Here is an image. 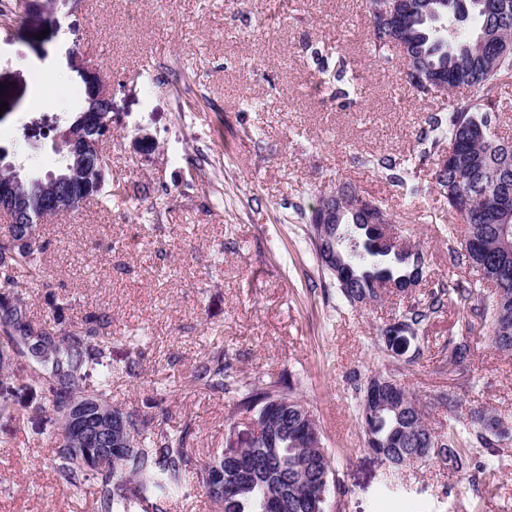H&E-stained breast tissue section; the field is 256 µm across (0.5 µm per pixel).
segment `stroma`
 <instances>
[{"label": "stroma", "instance_id": "stroma-1", "mask_svg": "<svg viewBox=\"0 0 512 512\" xmlns=\"http://www.w3.org/2000/svg\"><path fill=\"white\" fill-rule=\"evenodd\" d=\"M368 37L364 0H80L48 19L0 15V83L10 92L0 147L27 168L57 167L56 129L79 109L82 63L112 90L105 179L128 188L127 197H96L42 222L43 276L19 289L41 321L51 292L70 299V327L107 312L113 404L140 409L152 397L170 427L192 421L197 458L228 447L232 402L193 380L195 365L221 347L247 379L299 378L347 490L338 512H512V455L484 450L498 477L475 486L436 462L387 480L364 447L356 375L395 373L436 429L448 414L430 399L446 389L459 396V416L481 404L512 421V355L484 340L463 366L436 353L464 325L462 305L449 302L424 329L419 344L432 357H387L380 328L402 301L342 307L297 215L352 183L423 253L426 286L458 273L448 234L460 221L432 165L411 177L413 199L362 163L408 157L428 115L452 98L412 95L401 65L374 63ZM316 47L338 49L356 93L336 97L313 62ZM132 336L144 352L133 376L124 369ZM3 400L20 415L0 417V512H91L89 494L58 484L49 466L58 420L39 411L44 392L26 363L0 370Z\"/></svg>", "mask_w": 512, "mask_h": 512}]
</instances>
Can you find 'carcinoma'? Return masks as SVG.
<instances>
[{
  "label": "carcinoma",
  "instance_id": "cac0c4a2",
  "mask_svg": "<svg viewBox=\"0 0 512 512\" xmlns=\"http://www.w3.org/2000/svg\"><path fill=\"white\" fill-rule=\"evenodd\" d=\"M409 14L381 22L374 9L370 16V42L374 56L393 63L387 51L390 35L408 45L401 60L408 75L436 77L448 87L473 90L446 112L428 117L427 128L417 139L414 156L401 163L388 157L366 160L388 171L389 181L406 184L408 169L428 162L436 164L435 179L448 206L464 224L461 236L448 237V259L456 264L467 258L473 278L451 279L438 288H426L410 298L380 329L381 352L392 357L403 354L409 339L458 299L468 307V318L458 335L448 336L443 350L448 364L461 366L471 357L473 342L486 339L496 350L512 354V222L502 221L500 192L512 185V145L495 140L482 142L472 128L498 121V89L501 79L512 71V0H414ZM448 142V153L440 150ZM121 184H105L99 166L90 169L85 186L76 188L74 209L93 196L122 192ZM310 240L324 277L336 287L346 305L378 302L384 296H404L410 279L423 273V253L409 245L394 251L381 248L360 215L346 211L337 230L343 239L341 256L352 276L336 274L328 259L326 239L316 216H305ZM26 224H12L0 235V256L11 254L0 264V370L22 359L31 379L47 387L45 409L61 426L52 442V470L63 485L93 489L92 512H133L150 500L155 512H165L169 496L187 477L207 487L208 464L201 463L188 448L192 424L171 429L164 420L112 405V332L110 317L103 312L85 318L75 330L65 328L70 301L49 294L52 320L37 322L18 291L19 282L40 277L47 244L37 235L19 243ZM49 351L33 353V344ZM99 367L95 381L86 370ZM193 378L198 385L234 402L235 411L250 416L254 425L251 440L240 457L224 458L216 451L211 461L224 464V480L235 485L245 469L251 488L224 498V512H263L270 499L289 508L275 512H328L331 489L341 494L328 450L324 448L319 419L298 397L296 383L282 377L251 381L242 376L236 358L218 348L196 365ZM381 395L388 406L368 413L365 396L375 380L353 382L358 420L368 449L383 454L391 466L410 468L434 459L453 473L469 474L479 485L495 478L496 466L480 464L475 458L482 448H498L512 441V425L485 408L469 409L468 422L455 418L458 396L452 390L438 392L434 404L448 410V426L437 433L425 422L420 404L394 377L380 375ZM82 400L106 407L124 418L130 446L125 454L86 455L85 444L64 431L70 405Z\"/></svg>",
  "mask_w": 512,
  "mask_h": 512
}]
</instances>
